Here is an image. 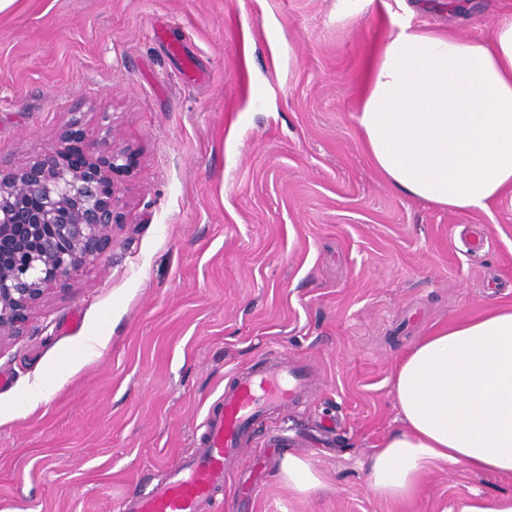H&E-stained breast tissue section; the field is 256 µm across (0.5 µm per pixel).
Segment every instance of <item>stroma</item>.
I'll return each instance as SVG.
<instances>
[{"instance_id":"35a3bbf8","label":"stroma","mask_w":512,"mask_h":512,"mask_svg":"<svg viewBox=\"0 0 512 512\" xmlns=\"http://www.w3.org/2000/svg\"><path fill=\"white\" fill-rule=\"evenodd\" d=\"M512 0H17L0 15V168L129 146L102 261L0 341V512H118L194 449L234 371L305 358L315 390L261 420L218 512H456L512 477L429 470L384 500L364 461L399 427L398 360L512 306V190L488 209L396 191L356 123L401 24L489 39ZM200 78L184 81L185 68ZM47 398L26 403L34 384ZM287 435V453L268 448ZM298 456L322 485L295 494Z\"/></svg>"}]
</instances>
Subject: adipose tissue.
<instances>
[{
    "label": "adipose tissue",
    "mask_w": 512,
    "mask_h": 512,
    "mask_svg": "<svg viewBox=\"0 0 512 512\" xmlns=\"http://www.w3.org/2000/svg\"><path fill=\"white\" fill-rule=\"evenodd\" d=\"M396 190L487 208L512 189V13L490 40L401 26L371 61L356 115ZM401 425L366 460L380 498L414 495L432 466L512 476V308L442 326L399 361Z\"/></svg>",
    "instance_id": "1"
}]
</instances>
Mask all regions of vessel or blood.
Returning <instances> with one entry per match:
<instances>
[{
    "mask_svg": "<svg viewBox=\"0 0 512 512\" xmlns=\"http://www.w3.org/2000/svg\"><path fill=\"white\" fill-rule=\"evenodd\" d=\"M309 362L264 358L234 372L203 421L193 454L123 503V512H212L224 490L227 461L243 451L257 421L270 410L297 407L313 381Z\"/></svg>",
    "mask_w": 512,
    "mask_h": 512,
    "instance_id": "vessel-or-blood-1",
    "label": "vessel or blood"
}]
</instances>
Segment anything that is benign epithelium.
Wrapping results in <instances>:
<instances>
[{"mask_svg":"<svg viewBox=\"0 0 512 512\" xmlns=\"http://www.w3.org/2000/svg\"><path fill=\"white\" fill-rule=\"evenodd\" d=\"M78 139L66 129L53 152L0 170V340L20 335L50 288L66 291L70 275L99 262L111 244L112 175L130 168L131 153L114 144L72 159L67 146Z\"/></svg>","mask_w":512,"mask_h":512,"instance_id":"1","label":"benign epithelium"}]
</instances>
